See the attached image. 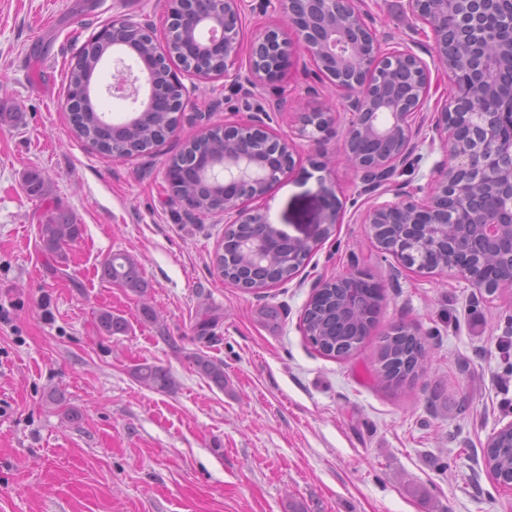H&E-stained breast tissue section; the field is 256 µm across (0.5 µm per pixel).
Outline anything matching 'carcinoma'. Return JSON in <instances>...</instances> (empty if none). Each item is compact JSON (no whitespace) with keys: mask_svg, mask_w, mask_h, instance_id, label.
Listing matches in <instances>:
<instances>
[{"mask_svg":"<svg viewBox=\"0 0 512 512\" xmlns=\"http://www.w3.org/2000/svg\"><path fill=\"white\" fill-rule=\"evenodd\" d=\"M112 43H104L91 54L85 56L82 67L67 74L66 97L74 108L72 119L75 130L81 137H93L99 150L112 154V126L103 118L93 103L86 99V85ZM175 118L169 112H143L138 120L126 129L122 142L117 146L120 155L130 157L144 151L145 147L163 139L165 130L174 125ZM224 152V131L219 128L210 131L203 139L192 138L186 142L179 156L172 164L185 167L199 155ZM25 187L29 195L41 198L48 195L44 179L37 173L27 176ZM175 196L192 195L200 211L210 212L221 207V196L217 190H200L191 182L178 183L171 187ZM39 238L44 252L60 260L66 259L65 246L75 242L82 233V225L76 223L68 212L60 208L48 207L38 216ZM243 266L242 258L231 254L221 258L218 268L230 283L238 279V271ZM102 277L113 285L127 288L141 296L146 295L149 284L142 278L137 261L126 253H114L102 264ZM336 289L328 288L321 299L307 307L304 323L309 340L323 354L334 357L346 356L359 348L369 335L371 326L360 318L351 328L336 321ZM97 325L103 334L114 336L127 331L125 320L103 310L97 314ZM425 343L419 336L384 337L379 352L380 368L378 378L390 386L398 387L408 375L418 373L422 367V352ZM194 365L201 375L219 388H224V363L206 355L193 358ZM135 379L142 385L162 392H170L175 381L170 373L156 365L142 364L134 370ZM486 466L495 475L512 473V446L501 445L492 448L485 456Z\"/></svg>","mask_w":512,"mask_h":512,"instance_id":"carcinoma-1","label":"carcinoma"}]
</instances>
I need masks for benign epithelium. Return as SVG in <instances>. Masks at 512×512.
Instances as JSON below:
<instances>
[{"instance_id":"7a95c632","label":"benign epithelium","mask_w":512,"mask_h":512,"mask_svg":"<svg viewBox=\"0 0 512 512\" xmlns=\"http://www.w3.org/2000/svg\"><path fill=\"white\" fill-rule=\"evenodd\" d=\"M505 0H409L412 14L431 33L434 64L463 71L472 93L448 95L437 113L435 129L449 133L459 122L468 136L448 138V160L438 167L421 199L394 190L395 201H379L393 178L409 170L419 147L422 116L431 97L427 65L408 50L384 49L358 0H164L165 46L152 28L131 20L112 22L113 48H123L142 62L140 73L149 101L135 111L182 112L184 80L224 78V87L258 98L248 122L224 121V157H200L192 175L218 184L224 223L266 224L256 202L296 166L291 139L277 133L261 103L264 90L299 58L315 82H330L345 102L349 118L344 157L373 203L366 211L377 248L408 269L450 271L479 291L512 288V98L493 101L494 79L512 69V41L496 30H512V6ZM260 10L288 19L295 38L273 27L244 42L246 12ZM453 20L456 56L448 54V20ZM246 55L241 72L238 60ZM335 113L317 107L303 116L320 142ZM336 204L327 205L316 221L314 238H296L276 230L279 259L290 276L303 269L315 247L341 223ZM369 288L376 300L383 289L355 270L336 279H319L310 299L325 288Z\"/></svg>"}]
</instances>
